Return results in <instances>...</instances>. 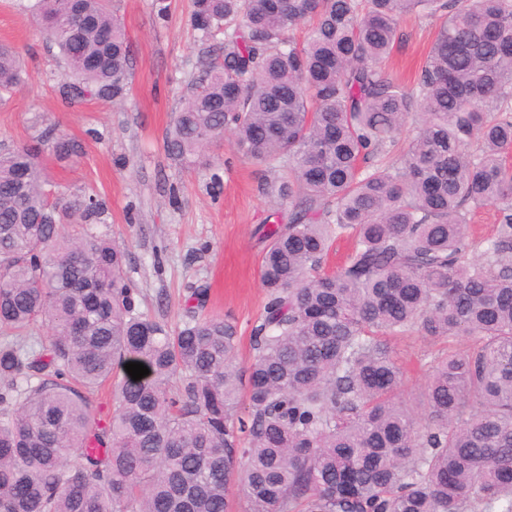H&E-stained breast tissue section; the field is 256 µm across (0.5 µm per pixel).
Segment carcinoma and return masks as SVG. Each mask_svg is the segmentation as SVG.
Here are the masks:
<instances>
[{
	"mask_svg": "<svg viewBox=\"0 0 512 512\" xmlns=\"http://www.w3.org/2000/svg\"><path fill=\"white\" fill-rule=\"evenodd\" d=\"M193 0L224 36L166 135L202 163L229 130L282 172L263 311L237 364L231 317L144 311L91 195L39 161L50 129L0 152V512H512V0ZM66 101L127 96L110 0H37ZM409 14L440 24L414 90L383 62ZM23 82L0 45V100ZM416 135L389 160L408 122ZM492 206V233L470 216ZM349 251L332 273L336 241ZM46 342H28L39 328ZM472 344L404 396L390 342ZM128 362L147 366L134 381ZM113 383L112 413L90 397Z\"/></svg>",
	"mask_w": 512,
	"mask_h": 512,
	"instance_id": "carcinoma-1",
	"label": "carcinoma"
}]
</instances>
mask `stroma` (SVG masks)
I'll use <instances>...</instances> for the list:
<instances>
[{"label": "stroma", "mask_w": 512, "mask_h": 512, "mask_svg": "<svg viewBox=\"0 0 512 512\" xmlns=\"http://www.w3.org/2000/svg\"><path fill=\"white\" fill-rule=\"evenodd\" d=\"M167 2L162 20L155 0H112L133 58L129 99L122 106L89 99L70 107L59 95L64 65L40 32L36 0H0V43L17 51L24 69L22 85L0 102V150L28 144L38 115L78 141V157L47 162V171L66 192L104 201L107 228L128 249V280L143 308L172 325L184 317L192 289H206L204 314L237 320L245 366L250 325L266 302L265 244L256 229L271 212L266 188L275 175L242 157L228 135L210 145L205 168L167 155L166 132L201 73L202 56L222 54L221 41L201 43L191 29V0ZM436 26L430 17L401 22L385 68L403 85L412 84ZM392 348L407 369L404 392L419 391L427 382L423 363L438 343L411 336Z\"/></svg>", "instance_id": "1"}]
</instances>
